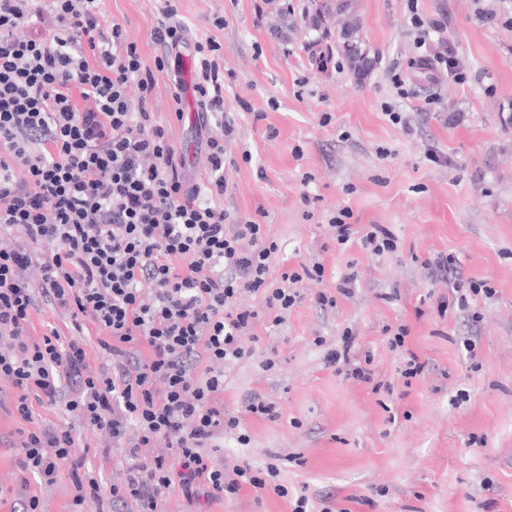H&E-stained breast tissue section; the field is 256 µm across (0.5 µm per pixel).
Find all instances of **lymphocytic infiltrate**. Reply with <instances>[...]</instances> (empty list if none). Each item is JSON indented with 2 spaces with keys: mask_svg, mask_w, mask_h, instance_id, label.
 I'll return each mask as SVG.
<instances>
[{
  "mask_svg": "<svg viewBox=\"0 0 512 512\" xmlns=\"http://www.w3.org/2000/svg\"><path fill=\"white\" fill-rule=\"evenodd\" d=\"M161 2L149 66L120 23L102 28L99 0H0V377L15 390L11 412L30 425L16 442L21 468L51 485L71 463L82 512L106 501L161 512L175 485L191 502L245 483L287 496L276 465L215 467L207 448L227 434L249 442L224 411L223 365L244 357L260 316L284 323L297 283L324 275L316 264L269 287L277 243L224 209L223 47L195 38L176 0ZM417 2L408 0L417 45L440 46L426 64L464 80L445 26ZM180 48L197 60L203 184L189 180L154 104L157 75ZM242 292L263 293L264 310L235 306ZM43 303L69 312L76 338L51 328L33 339ZM89 330L111 373L89 374ZM60 402L123 445L121 484L105 492L81 474L71 428L34 426V405Z\"/></svg>",
  "mask_w": 512,
  "mask_h": 512,
  "instance_id": "lymphocytic-infiltrate-1",
  "label": "lymphocytic infiltrate"
}]
</instances>
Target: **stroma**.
<instances>
[{"label":"stroma","instance_id":"stroma-1","mask_svg":"<svg viewBox=\"0 0 512 512\" xmlns=\"http://www.w3.org/2000/svg\"><path fill=\"white\" fill-rule=\"evenodd\" d=\"M349 3L378 59L362 79L339 53L315 57L311 0L177 2L192 33L223 46L224 113L235 128L225 210L264 224L279 246L273 275L315 262L325 268L322 280L300 283L303 298L284 325L257 322L247 354L225 366L224 410L242 417L250 441L225 436L211 458L278 465L289 496L306 494L329 512H512V0H418L419 13L446 24L465 68L461 83L421 68L407 0ZM159 7L102 0L100 11L150 65ZM168 99L163 75L155 104L165 121ZM392 110L407 114L410 129L390 121ZM171 123L190 176L202 178L192 165L193 117ZM432 152L440 162L429 160ZM343 208L357 229H388L396 250L377 257L358 240L338 246L329 221ZM441 253L494 296L439 313L451 290L426 263ZM351 272L353 294L320 308L314 294L335 293ZM402 324L407 348L428 363L412 379L400 375L385 333ZM346 335L355 338V358L371 356L372 381L325 365ZM269 359L273 368L263 369ZM256 393L277 404L278 418L245 413ZM72 456L86 459L103 486L125 478L107 432H82ZM19 458L0 446V512L33 495L41 512H72L69 465L45 485L20 470ZM290 510L287 498L248 485L198 505L176 488L162 497V512Z\"/></svg>","mask_w":512,"mask_h":512}]
</instances>
